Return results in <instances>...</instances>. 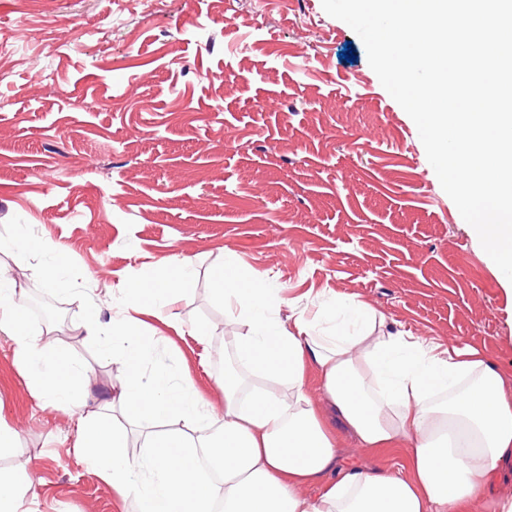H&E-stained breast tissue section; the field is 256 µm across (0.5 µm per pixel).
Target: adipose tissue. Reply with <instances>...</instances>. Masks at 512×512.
<instances>
[{
    "label": "adipose tissue",
    "instance_id": "obj_1",
    "mask_svg": "<svg viewBox=\"0 0 512 512\" xmlns=\"http://www.w3.org/2000/svg\"><path fill=\"white\" fill-rule=\"evenodd\" d=\"M193 275L189 261L160 280L127 288L120 319L84 330L119 354L124 376L91 412L76 406L96 381L52 329L33 331L25 296L0 267V333L33 392L68 413L76 454L111 483L135 512H512L490 486L512 456V391L477 351L419 336L387 334L384 314L363 301L322 300L320 317L296 313L292 326L271 316L289 306L272 282L242 280L220 265L215 293L231 318L235 367L217 388L224 408L198 397L194 378L171 352L152 363L159 337L142 314L169 307ZM250 324L238 332L239 318ZM316 370L319 397L307 373ZM176 419L181 433L155 431ZM140 430L144 455L124 452L126 429ZM365 451L341 463L338 431ZM33 472L0 471V512H32Z\"/></svg>",
    "mask_w": 512,
    "mask_h": 512
}]
</instances>
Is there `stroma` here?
Here are the masks:
<instances>
[{
  "instance_id": "obj_1",
  "label": "stroma",
  "mask_w": 512,
  "mask_h": 512,
  "mask_svg": "<svg viewBox=\"0 0 512 512\" xmlns=\"http://www.w3.org/2000/svg\"><path fill=\"white\" fill-rule=\"evenodd\" d=\"M0 42V237L24 225L64 248L66 342L97 376L88 404L123 377L85 334L88 303L109 329L127 288L177 259L192 279L142 320L163 338L157 360L180 350L214 407L230 352L212 291L222 261L309 314L330 296L367 302L512 379V282L322 0H0ZM0 420L23 447L0 469L35 471L36 512H123L2 333Z\"/></svg>"
}]
</instances>
